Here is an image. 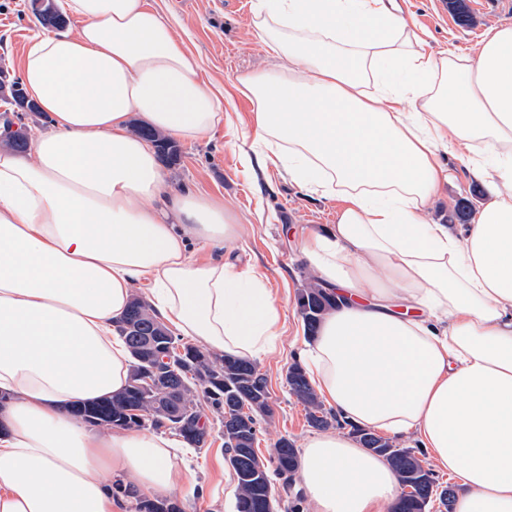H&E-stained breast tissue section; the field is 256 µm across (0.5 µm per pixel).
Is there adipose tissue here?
<instances>
[{
    "label": "adipose tissue",
    "instance_id": "obj_1",
    "mask_svg": "<svg viewBox=\"0 0 512 512\" xmlns=\"http://www.w3.org/2000/svg\"><path fill=\"white\" fill-rule=\"evenodd\" d=\"M61 7L77 32L34 35L21 63L51 128L34 161L0 150V512H128L173 491L175 442L68 408L127 387L134 287L176 335L251 361L274 351L280 311L231 253L223 199L168 190L129 130L134 112L184 142L223 128L197 59L148 0ZM252 25L275 64L232 85L253 106L246 164L342 202L300 242L336 296L311 382L340 419L417 435L456 478V512H512V25L474 57L428 51L398 0H255ZM445 155L488 188L473 223L423 218ZM300 477L312 512H389L399 494L384 458L333 432L305 442Z\"/></svg>",
    "mask_w": 512,
    "mask_h": 512
}]
</instances>
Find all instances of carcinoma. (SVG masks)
Masks as SVG:
<instances>
[{
    "label": "carcinoma",
    "mask_w": 512,
    "mask_h": 512,
    "mask_svg": "<svg viewBox=\"0 0 512 512\" xmlns=\"http://www.w3.org/2000/svg\"><path fill=\"white\" fill-rule=\"evenodd\" d=\"M448 10L460 25L471 24L472 17L466 0H448ZM303 292H317L320 295L318 310L301 315L307 337L312 339L317 335L323 316L334 305L335 297L325 292L320 281L312 274L305 278ZM137 314L141 315L143 321L154 319L150 305L134 296L120 325L132 358L128 387L123 393L102 401L76 404L71 414L89 425L110 418L114 427L168 430L190 447L202 448L206 445L208 433L201 411L204 405L216 418L224 419L227 463L234 473L238 488L236 512H276L280 498L274 479H281L283 488H290L298 471L299 459L294 441L286 437L274 443L267 459L260 458L252 450L257 440L259 421L273 416L266 375L252 361L229 354H213L173 335V348L183 350V364L173 371L172 376L176 383L183 386L182 398L190 412L163 413L155 410L151 396L135 386L146 365L136 353L134 337L127 333L126 324ZM287 385L290 393L304 405L310 427L326 430L339 423L336 414L323 407L301 364L296 362L288 367ZM353 434L362 447L384 457L398 479L411 483L414 492L398 498L393 512H429V506L434 502L444 512H453V486L439 483L415 450L397 448L389 440L362 428L353 429ZM131 509L132 512H181L177 503L166 498H137L132 502Z\"/></svg>",
    "instance_id": "obj_1"
}]
</instances>
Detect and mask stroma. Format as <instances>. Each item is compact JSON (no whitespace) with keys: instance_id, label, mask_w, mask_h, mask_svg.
<instances>
[{"instance_id":"35a3bbf8","label":"stroma","mask_w":512,"mask_h":512,"mask_svg":"<svg viewBox=\"0 0 512 512\" xmlns=\"http://www.w3.org/2000/svg\"><path fill=\"white\" fill-rule=\"evenodd\" d=\"M174 28L186 51L201 62L203 74L218 87L251 70L271 67L273 61L252 27L253 0H149ZM472 25L459 26L443 0H401L405 15L430 49H454L477 55L486 28L512 25V0H467ZM30 0H0V67L19 76L29 39L42 32ZM251 102L236 96L224 102V127L213 136L180 144L178 164L168 167L169 184L223 198L225 207L242 224L243 233L231 248L241 262L254 265L272 289L281 311L280 340L259 361L268 378L274 415L260 422L257 448L261 457L279 437L302 445L314 433L304 406L292 396L285 371L299 361L309 340L297 309L307 268L299 252L302 230H322L335 223L338 201L307 194L276 170L252 173L243 163L250 150L242 132L250 119ZM450 179L427 219L444 224L448 211L461 199L482 205L486 186L475 179L464 160L446 159ZM172 501L183 512H235L237 483L230 469L220 428H212L204 448L193 449L189 466H177Z\"/></svg>"}]
</instances>
